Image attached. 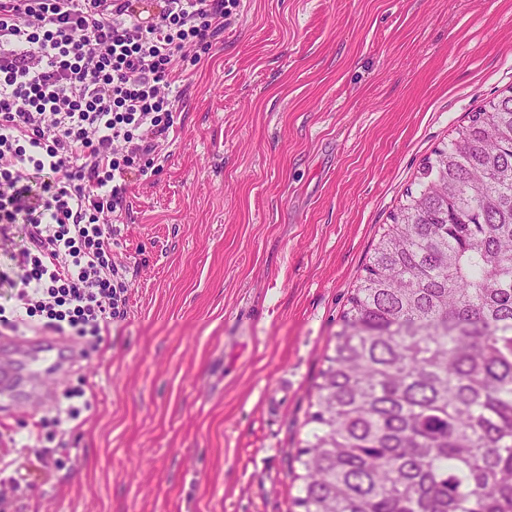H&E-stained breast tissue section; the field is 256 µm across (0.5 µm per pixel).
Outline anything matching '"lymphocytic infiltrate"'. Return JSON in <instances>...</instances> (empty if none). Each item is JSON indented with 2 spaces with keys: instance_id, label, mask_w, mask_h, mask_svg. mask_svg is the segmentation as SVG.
Listing matches in <instances>:
<instances>
[{
  "instance_id": "lymphocytic-infiltrate-1",
  "label": "lymphocytic infiltrate",
  "mask_w": 512,
  "mask_h": 512,
  "mask_svg": "<svg viewBox=\"0 0 512 512\" xmlns=\"http://www.w3.org/2000/svg\"><path fill=\"white\" fill-rule=\"evenodd\" d=\"M238 0H0V223H23L0 328L102 342L127 314L111 222Z\"/></svg>"
}]
</instances>
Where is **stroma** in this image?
Here are the masks:
<instances>
[{
    "label": "stroma",
    "mask_w": 512,
    "mask_h": 512,
    "mask_svg": "<svg viewBox=\"0 0 512 512\" xmlns=\"http://www.w3.org/2000/svg\"><path fill=\"white\" fill-rule=\"evenodd\" d=\"M512 89V0H239L113 253L128 314L55 381L19 512H290L308 392L383 224L434 149ZM84 386L86 389L81 388L78 391L71 393L67 397V403L65 405L59 404L55 409V416L52 423L56 430L63 436L80 427L84 423V421H77L81 416L82 409L89 407V399H85L82 405H77L73 401L75 398L85 397L86 391H89L91 396L94 395L92 385L86 382L84 383Z\"/></svg>",
    "instance_id": "obj_1"
}]
</instances>
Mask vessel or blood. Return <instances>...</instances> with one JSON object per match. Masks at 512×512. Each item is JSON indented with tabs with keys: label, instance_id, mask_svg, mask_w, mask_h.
Returning <instances> with one entry per match:
<instances>
[{
	"label": "vessel or blood",
	"instance_id": "vessel-or-blood-1",
	"mask_svg": "<svg viewBox=\"0 0 512 512\" xmlns=\"http://www.w3.org/2000/svg\"><path fill=\"white\" fill-rule=\"evenodd\" d=\"M0 351L19 358L17 367L0 366V409L45 403L50 393L41 380L62 364L53 337L0 336Z\"/></svg>",
	"mask_w": 512,
	"mask_h": 512
}]
</instances>
